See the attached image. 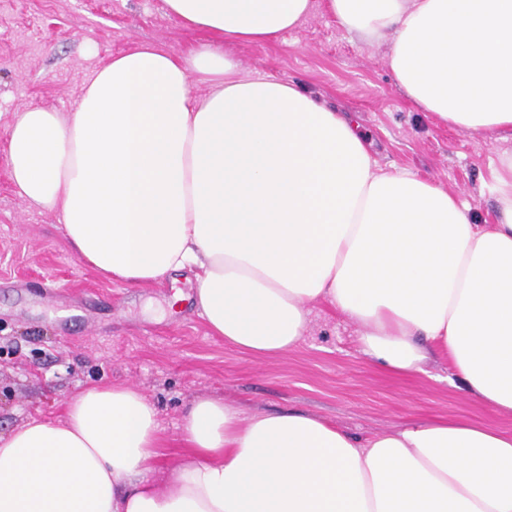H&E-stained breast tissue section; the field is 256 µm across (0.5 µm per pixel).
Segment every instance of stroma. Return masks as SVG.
I'll return each instance as SVG.
<instances>
[{
	"label": "stroma",
	"instance_id": "stroma-1",
	"mask_svg": "<svg viewBox=\"0 0 512 512\" xmlns=\"http://www.w3.org/2000/svg\"><path fill=\"white\" fill-rule=\"evenodd\" d=\"M204 39L170 18L163 0H0V434L33 419L57 422L66 401L104 382L136 387L156 406L159 481L189 456L180 428L197 397L248 414L307 412L361 440L456 417L512 431V416L476 400L445 363L410 373L378 367L358 325L321 303L296 349H232L194 303L170 308L174 291L194 294L193 271L149 285L107 279L76 255L53 213L29 209L16 194L6 148L17 106L71 111L113 54L143 42L184 54ZM234 52L247 71L358 114L379 166L430 179L466 203L474 223H494L490 185L506 143L434 123L397 86L384 46L359 41L325 7L276 44Z\"/></svg>",
	"mask_w": 512,
	"mask_h": 512
}]
</instances>
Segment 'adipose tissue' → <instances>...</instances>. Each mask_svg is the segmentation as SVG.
Wrapping results in <instances>:
<instances>
[{
  "label": "adipose tissue",
  "mask_w": 512,
  "mask_h": 512,
  "mask_svg": "<svg viewBox=\"0 0 512 512\" xmlns=\"http://www.w3.org/2000/svg\"><path fill=\"white\" fill-rule=\"evenodd\" d=\"M164 5L206 41L114 57L75 111L19 105L6 154L18 195L56 214L106 277L194 270L197 309L236 350L295 349L325 302L383 368L447 362L512 414V150L494 173L495 223H473L446 188L379 168L355 114L243 69L233 46L277 41L313 0ZM328 8L385 45L396 83L435 122L512 138V0ZM182 438L191 461L157 485L154 404L126 384L86 389L62 421L0 435V512H512V432L466 418L362 441L300 411L247 416L195 398Z\"/></svg>",
  "instance_id": "1"
}]
</instances>
